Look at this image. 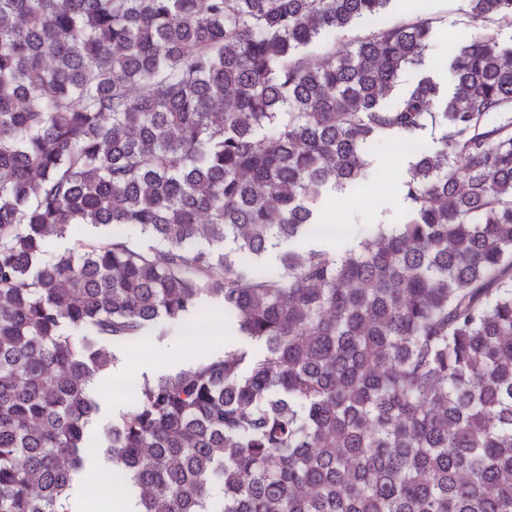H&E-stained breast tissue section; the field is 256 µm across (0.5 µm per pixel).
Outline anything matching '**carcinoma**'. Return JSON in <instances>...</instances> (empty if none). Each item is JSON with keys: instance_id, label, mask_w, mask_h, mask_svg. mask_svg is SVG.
<instances>
[{"instance_id": "carcinoma-1", "label": "carcinoma", "mask_w": 512, "mask_h": 512, "mask_svg": "<svg viewBox=\"0 0 512 512\" xmlns=\"http://www.w3.org/2000/svg\"><path fill=\"white\" fill-rule=\"evenodd\" d=\"M389 2L0 0V512H57L114 347L209 299L248 344L105 433L136 512H512V0L451 94ZM385 139L404 221L315 245Z\"/></svg>"}]
</instances>
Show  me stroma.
Wrapping results in <instances>:
<instances>
[{
	"label": "stroma",
	"mask_w": 512,
	"mask_h": 512,
	"mask_svg": "<svg viewBox=\"0 0 512 512\" xmlns=\"http://www.w3.org/2000/svg\"><path fill=\"white\" fill-rule=\"evenodd\" d=\"M418 16L433 20L434 35L426 51L431 71L441 83L452 85L449 64L457 47L478 33L471 20L470 0H390L382 20L390 25ZM370 156L373 177L357 191L328 192L322 203L323 216H338L340 226L352 237L359 236L371 224L401 223L406 210L400 187L406 177L408 154L396 141L385 140L371 147ZM193 321L219 326L221 333L192 343L186 338L184 327L169 324L163 335L146 336L118 349L116 363L93 390L99 409L87 428L92 438H100L113 418L133 405L134 396L122 389L127 378L176 375L200 359L223 356L225 345L238 340L234 326L213 302L200 303ZM96 457L94 472H83L73 491L81 512H101L102 505L111 504L115 496L124 492L121 485L112 481V462L104 448H97Z\"/></svg>",
	"instance_id": "1"
}]
</instances>
